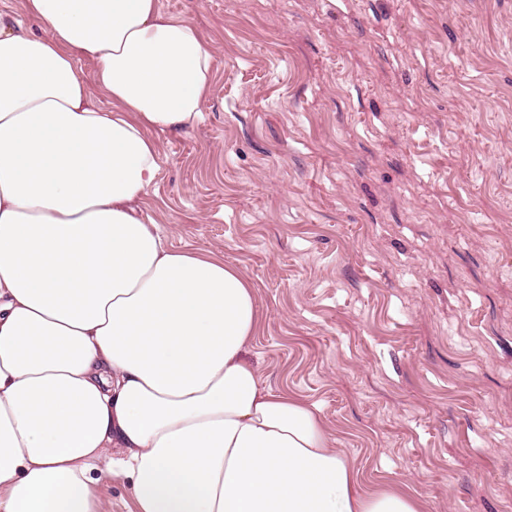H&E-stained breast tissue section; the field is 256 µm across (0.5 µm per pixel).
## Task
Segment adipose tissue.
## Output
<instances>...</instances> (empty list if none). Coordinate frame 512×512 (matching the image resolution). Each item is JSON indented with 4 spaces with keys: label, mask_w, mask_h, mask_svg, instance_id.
Masks as SVG:
<instances>
[{
    "label": "adipose tissue",
    "mask_w": 512,
    "mask_h": 512,
    "mask_svg": "<svg viewBox=\"0 0 512 512\" xmlns=\"http://www.w3.org/2000/svg\"><path fill=\"white\" fill-rule=\"evenodd\" d=\"M211 60L157 0L0 10V512H97L101 465L134 512H422L263 385L240 270L142 214L152 134L195 126Z\"/></svg>",
    "instance_id": "adipose-tissue-1"
}]
</instances>
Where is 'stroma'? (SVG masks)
<instances>
[{
  "instance_id": "1",
  "label": "stroma",
  "mask_w": 512,
  "mask_h": 512,
  "mask_svg": "<svg viewBox=\"0 0 512 512\" xmlns=\"http://www.w3.org/2000/svg\"><path fill=\"white\" fill-rule=\"evenodd\" d=\"M212 52L143 207L252 284L246 353L363 488L512 512V0H158ZM99 512H132L101 474Z\"/></svg>"
}]
</instances>
